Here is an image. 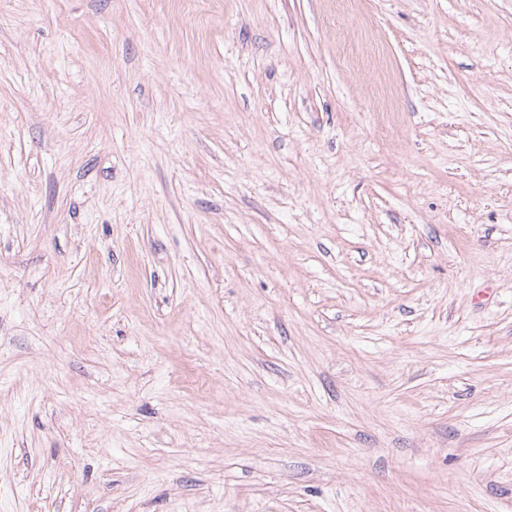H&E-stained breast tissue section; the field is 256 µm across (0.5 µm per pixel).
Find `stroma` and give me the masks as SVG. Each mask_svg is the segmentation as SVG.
I'll list each match as a JSON object with an SVG mask.
<instances>
[{
    "mask_svg": "<svg viewBox=\"0 0 512 512\" xmlns=\"http://www.w3.org/2000/svg\"><path fill=\"white\" fill-rule=\"evenodd\" d=\"M0 512H512V0H0Z\"/></svg>",
    "mask_w": 512,
    "mask_h": 512,
    "instance_id": "stroma-1",
    "label": "stroma"
}]
</instances>
